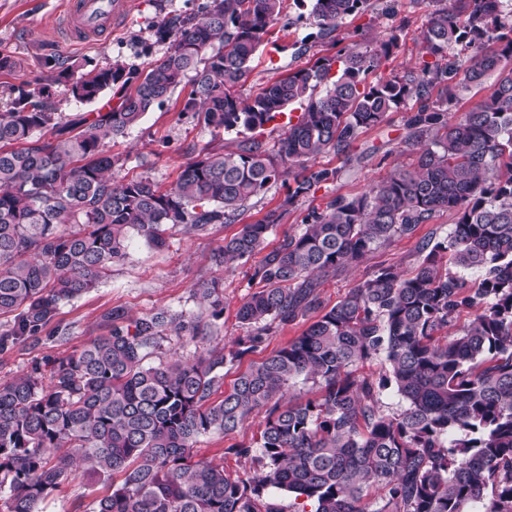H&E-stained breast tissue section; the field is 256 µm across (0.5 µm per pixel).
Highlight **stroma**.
Masks as SVG:
<instances>
[{
  "mask_svg": "<svg viewBox=\"0 0 512 512\" xmlns=\"http://www.w3.org/2000/svg\"><path fill=\"white\" fill-rule=\"evenodd\" d=\"M129 2L128 13L110 35L84 44L69 38L65 31L66 0H0V58L11 61L10 67L0 69V112L7 109L18 88L27 82L48 86L55 110L62 116L100 111L104 103L112 102L111 93H104L90 103L77 102L66 83L53 81L45 60L57 58L76 75L106 66L118 58L147 65L162 58L167 49L166 44L156 41L152 23L168 15L196 12L203 0ZM429 11L425 0H400L397 16L368 12L348 18L338 33V45L333 46L314 38L312 27L308 20L301 18L293 0H285L280 20L269 28L250 62L241 92L246 96L255 94L268 81L311 66L317 57L336 54L338 49L347 50L363 43L377 45L397 27L402 30L398 48L367 79L373 82L393 71L413 67L417 61L414 39L426 23ZM302 43L308 46L303 54L298 51ZM191 89V83H183L163 107L147 113L138 126L108 142L109 153L121 161L115 171L117 178H146L164 191L176 182L182 166L195 159L203 147L237 149L241 135L214 130L193 113L184 111L183 103ZM404 117L401 111L389 113L381 125L359 135L348 156L328 152L312 161V168L335 170V179L313 188L301 199L298 209L292 210L270 232L268 248L279 245L285 235L298 232L308 211L323 207L330 197L362 195L393 169L409 166L413 157L400 144L405 134ZM287 193L284 183L272 184L263 196L250 201L237 221L212 224L201 233L181 225L168 226L166 245L159 250L149 248L141 239H133L126 257L113 265L107 280L82 297L60 305L53 320L60 328L59 334L43 335L37 342L0 354V379L26 372L33 361L66 355L105 334L102 316L111 309L120 308L133 316L162 308L197 311L192 290L198 282L213 278L224 283V316L217 323L215 341L222 346H233L247 333L236 311L257 288L252 275L263 256L258 253L249 261L224 265L217 262L216 255L225 238L237 233L242 225L262 219ZM453 222L452 214H441L421 225L413 237L394 240L372 251L356 268L325 278L320 288L322 301L328 306L335 305L360 280L382 267L413 271L421 258V241L444 238ZM263 423V413H253L230 436L215 434L202 438L195 453L204 459H223L224 469L231 476L250 477L254 473L252 461L228 454L226 448L252 442ZM103 492L101 484L78 478L61 494L46 500L40 510L76 512L78 506L89 505Z\"/></svg>",
  "mask_w": 512,
  "mask_h": 512,
  "instance_id": "obj_1",
  "label": "stroma"
}]
</instances>
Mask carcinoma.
Returning <instances> with one entry per match:
<instances>
[{
    "label": "carcinoma",
    "mask_w": 512,
    "mask_h": 512,
    "mask_svg": "<svg viewBox=\"0 0 512 512\" xmlns=\"http://www.w3.org/2000/svg\"><path fill=\"white\" fill-rule=\"evenodd\" d=\"M294 2L309 4L315 37L332 42L344 20L371 7ZM427 2L419 67L375 83L366 76L398 47L394 33L376 49L319 57L244 97L248 63L284 0H207L155 24L168 44L163 58L142 69L117 61L71 83L80 102L112 92L117 102L107 111L65 121L35 86L0 112V315L10 316L1 354L38 341L61 304L110 276L133 236L160 249L169 224L203 231L232 223L245 203L293 175L283 203L243 225L216 257L248 261L300 197L335 179L336 171L306 162L346 153L409 101L401 144L416 153L413 168L394 170L369 192L312 209L264 257L252 275L260 288L237 310L248 334L233 347L211 344L224 289L210 279L193 289L194 313L129 319L112 309L103 315L106 334L0 379L7 512H39L79 472L105 487L89 512H278L264 502L270 488L310 503L295 512H512V69L502 67L512 58V21L505 0ZM492 74L488 96L448 116L461 91ZM187 78L183 111L215 129L261 130L294 103L302 116L271 146L248 137L234 151L202 148L166 191L117 179L106 142L162 107ZM503 162L506 177L496 173ZM441 212L454 213V227L420 244L413 272L381 268L323 306L325 277ZM471 309L468 325L436 339ZM299 318L312 322L212 399L224 366L257 351L274 323ZM169 335L207 348L191 361H164ZM376 358L385 374L357 373ZM300 381L316 386V396L287 398ZM387 389L406 403L396 415L380 409ZM261 409L259 438L225 449L256 463L254 476L232 478L223 463L195 458L200 437L227 436ZM372 488L384 492L373 505L365 502Z\"/></svg>",
    "instance_id": "obj_1"
}]
</instances>
